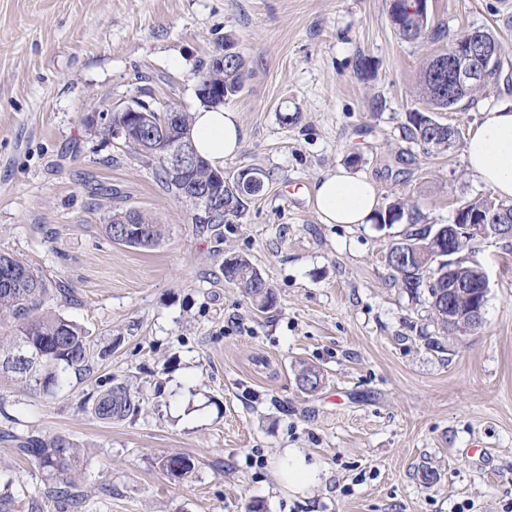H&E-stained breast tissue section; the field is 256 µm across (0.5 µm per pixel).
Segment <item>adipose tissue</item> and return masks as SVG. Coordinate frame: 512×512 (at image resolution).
Instances as JSON below:
<instances>
[{
	"mask_svg": "<svg viewBox=\"0 0 512 512\" xmlns=\"http://www.w3.org/2000/svg\"><path fill=\"white\" fill-rule=\"evenodd\" d=\"M190 136L196 151L213 166L238 153L242 125L237 112L201 108L193 114ZM465 155L470 169L498 196L512 199V106L485 111L468 139ZM307 195L326 224H368L379 207L375 183L365 176L337 168L317 180ZM278 480L293 493L303 492L315 471L296 449H285L276 465Z\"/></svg>",
	"mask_w": 512,
	"mask_h": 512,
	"instance_id": "obj_1",
	"label": "adipose tissue"
}]
</instances>
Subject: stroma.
<instances>
[{"label":"stroma","mask_w":512,"mask_h":512,"mask_svg":"<svg viewBox=\"0 0 512 512\" xmlns=\"http://www.w3.org/2000/svg\"><path fill=\"white\" fill-rule=\"evenodd\" d=\"M428 11L441 38L410 43L390 0H0V252L71 288L54 309L111 351L53 396L0 382V494L56 512L12 439L62 434L82 450L78 512H512V238L469 244L483 324L445 333L392 280L406 221L326 224L305 194L342 166L425 224L493 197L464 148L483 109L512 104V80L437 113L457 131L446 151L403 128L426 108L420 70L470 28L512 61V0ZM228 35L249 74L228 103L244 137L224 174L266 178L241 219L201 233L154 166L100 129L136 97L195 111L199 62ZM121 208L162 225L160 244L108 239ZM230 254L267 279L273 308L225 280ZM306 366L317 392L297 385ZM116 379L141 411L98 420L86 401ZM287 448L317 466L304 494L275 478ZM171 454L193 458L189 478L162 472Z\"/></svg>","instance_id":"stroma-1"}]
</instances>
